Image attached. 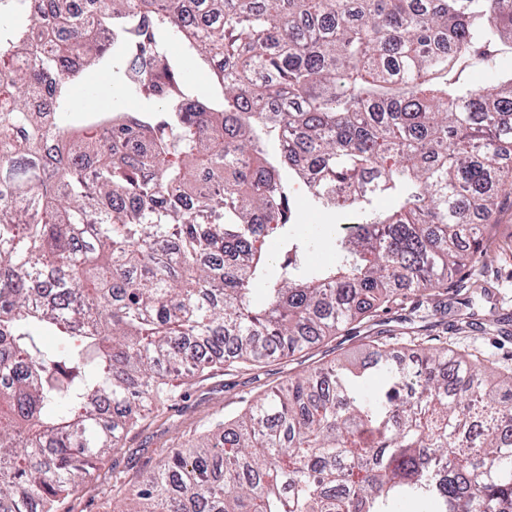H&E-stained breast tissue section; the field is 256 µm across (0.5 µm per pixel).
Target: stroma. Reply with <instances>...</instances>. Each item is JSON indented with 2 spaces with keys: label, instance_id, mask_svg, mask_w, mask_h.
<instances>
[{
  "label": "stroma",
  "instance_id": "obj_1",
  "mask_svg": "<svg viewBox=\"0 0 512 512\" xmlns=\"http://www.w3.org/2000/svg\"><path fill=\"white\" fill-rule=\"evenodd\" d=\"M294 221L305 251L307 265H325L336 261L335 251L328 242L354 223L352 213H337L316 205L301 190L292 195ZM476 273L493 287L495 298L475 307L476 320L488 317L494 304L512 311V207L503 206L495 227L490 251L480 258ZM406 337L418 332L424 346H437L439 339L448 338L462 350H478L499 363L512 367V341L486 334L473 328L457 327L453 314H437L408 319L405 311L392 308L378 312L360 328L345 330L327 343L293 361H275L253 367L224 366L207 379H193L181 385L178 397L160 412L150 415L123 441L122 448L111 452L93 470L78 489L59 506V512H120L127 502L129 490L139 477L152 470L164 454L206 433L218 420L240 412L261 392L287 377L346 356L364 360L368 353L367 339L383 331Z\"/></svg>",
  "mask_w": 512,
  "mask_h": 512
}]
</instances>
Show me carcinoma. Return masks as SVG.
I'll list each match as a JSON object with an SVG mask.
<instances>
[{
    "label": "carcinoma",
    "mask_w": 512,
    "mask_h": 512,
    "mask_svg": "<svg viewBox=\"0 0 512 512\" xmlns=\"http://www.w3.org/2000/svg\"><path fill=\"white\" fill-rule=\"evenodd\" d=\"M24 2L0 0V512H56L176 397L172 373L291 359L411 295H488L471 264L512 196L503 0ZM472 59L489 88L459 81ZM96 69L130 104L75 129ZM296 183L360 215L331 266L302 263ZM417 341L288 376L122 512H512V369L446 342L401 355Z\"/></svg>",
    "instance_id": "obj_1"
}]
</instances>
